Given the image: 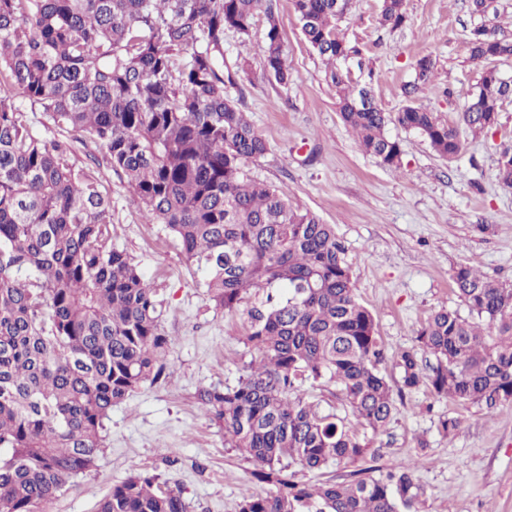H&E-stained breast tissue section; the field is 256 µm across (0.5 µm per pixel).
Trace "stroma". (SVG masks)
<instances>
[{
	"instance_id": "obj_1",
	"label": "stroma",
	"mask_w": 512,
	"mask_h": 512,
	"mask_svg": "<svg viewBox=\"0 0 512 512\" xmlns=\"http://www.w3.org/2000/svg\"><path fill=\"white\" fill-rule=\"evenodd\" d=\"M292 72L280 84L263 68L266 18L257 14L251 35L224 39L226 91L246 112L268 149L244 165L245 174L288 191L303 207L333 224L345 248L359 300L372 312L384 350L380 370L400 376L398 354L440 307L462 309L452 281L466 265L512 280V190L497 180V162L512 149V100L497 126L464 133V151L439 158L419 135L391 124L400 141L399 169L381 166L362 151L336 110V91L325 67L305 42L292 0H273ZM382 0H351L339 24L363 50L376 102L393 113L402 87L424 55L437 61L435 92L420 95L423 108L456 120L468 104L482 69L469 58L468 37L480 21L471 0H405V24L382 27ZM74 161L99 177L112 200L113 244L125 250L163 301L162 327L171 339L166 376L145 384L113 407L95 467L44 512H94L112 488L138 467L181 490L188 512H237L244 494L265 486L251 464L224 442V429L197 401L200 389L234 386L246 378L260 352L246 340L244 310L216 309L179 242L164 225L147 223L125 180L112 172L93 143L77 146ZM395 413L372 436L364 459L298 480L350 482L363 469L406 463L424 495L420 512H512V401L482 404L434 399L427 389L395 394ZM456 418L458 429L439 430Z\"/></svg>"
}]
</instances>
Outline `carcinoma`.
I'll use <instances>...</instances> for the list:
<instances>
[{
	"label": "carcinoma",
	"mask_w": 512,
	"mask_h": 512,
	"mask_svg": "<svg viewBox=\"0 0 512 512\" xmlns=\"http://www.w3.org/2000/svg\"><path fill=\"white\" fill-rule=\"evenodd\" d=\"M301 32L323 57L342 122L362 150L398 169L394 123L442 159L497 124L512 82L489 66L512 58L487 20L469 35L483 66L471 100L445 121L415 104L435 91L436 62H415L405 104L383 111L346 63L361 57L337 27L350 0H293ZM265 9L266 71L291 81L272 4L265 0H0V512H43L94 467L112 407L159 380L171 345L162 303L112 245V200L72 161L70 130L104 153L150 223L178 240L199 287L226 311L245 307L247 342L262 352L236 387L208 388L200 404L230 447L273 486L238 512H419L412 467L393 464L350 483H304L288 472L354 463L368 444L325 414L302 386L338 387L357 421L376 433L392 418L393 389L492 407L512 401V284L467 266L453 270L468 310L442 307L400 353L396 384L378 365L372 313L355 293L335 227L278 186L249 179L245 161L267 143L225 92L224 37L245 38ZM405 21L403 0H383L380 24ZM20 93L18 105L14 93ZM27 112L49 116L35 129ZM497 180L512 188V153ZM96 512H187L181 491L134 468Z\"/></svg>",
	"instance_id": "1"
}]
</instances>
